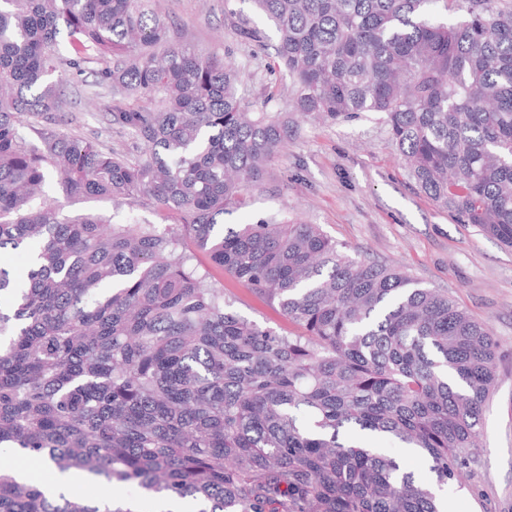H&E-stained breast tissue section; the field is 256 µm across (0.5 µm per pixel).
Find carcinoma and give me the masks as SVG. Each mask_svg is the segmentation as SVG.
<instances>
[{
  "label": "carcinoma",
  "mask_w": 512,
  "mask_h": 512,
  "mask_svg": "<svg viewBox=\"0 0 512 512\" xmlns=\"http://www.w3.org/2000/svg\"><path fill=\"white\" fill-rule=\"evenodd\" d=\"M279 36L293 108L378 112L416 186L512 247V0H254ZM99 65L104 118L142 157L58 129L67 75ZM224 58L170 42L144 0H0V512H438L373 434L463 483L495 376L489 328L403 268L355 258L318 225L226 224L288 142L249 111ZM143 97L141 105L129 103ZM149 200L166 223L68 216L42 193ZM277 304L288 335L230 310L195 263ZM131 485L134 496L68 484Z\"/></svg>",
  "instance_id": "carcinoma-1"
}]
</instances>
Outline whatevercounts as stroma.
Here are the masks:
<instances>
[{
  "label": "stroma",
  "mask_w": 512,
  "mask_h": 512,
  "mask_svg": "<svg viewBox=\"0 0 512 512\" xmlns=\"http://www.w3.org/2000/svg\"><path fill=\"white\" fill-rule=\"evenodd\" d=\"M151 6L169 22L174 42L235 65L246 104L287 111L293 83L275 62L277 32L253 0H151ZM110 100L92 72L72 75L64 92L66 131L139 157L133 140L108 129L103 112ZM294 126L264 183L250 189L247 208L225 216V223L276 215L320 225L348 254L401 264L424 286L451 292L486 323L496 344V381L481 420L480 446L465 468L463 486H448L444 508L512 512V248L463 223L415 186L381 114L362 112L335 122L299 117ZM44 191L67 214L102 212L116 224L132 216L162 221L145 200L133 207L108 199L78 201L65 198L52 182ZM196 260L223 287L233 311L278 333L293 331L276 305L214 266L207 254L197 253Z\"/></svg>",
  "instance_id": "obj_1"
}]
</instances>
